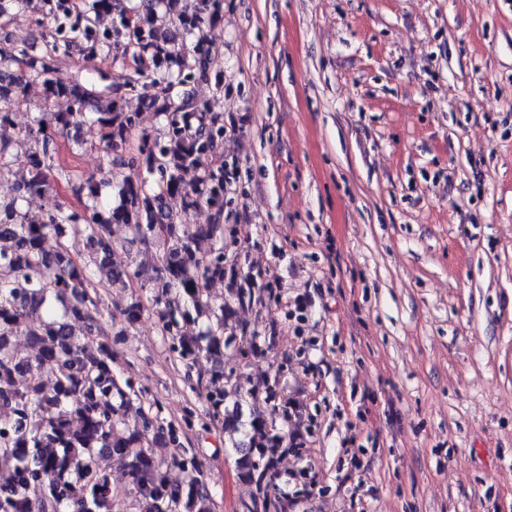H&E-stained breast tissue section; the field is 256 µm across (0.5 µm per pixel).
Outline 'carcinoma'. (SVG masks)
Instances as JSON below:
<instances>
[{
	"label": "carcinoma",
	"instance_id": "cac0c4a2",
	"mask_svg": "<svg viewBox=\"0 0 512 512\" xmlns=\"http://www.w3.org/2000/svg\"><path fill=\"white\" fill-rule=\"evenodd\" d=\"M129 2L0 0L1 18L33 8L37 26L51 22L45 55L32 56L24 46L0 49V126L11 123L33 87L46 102L68 104L64 112L39 113L25 130V175L17 197L0 204V460L13 470L0 483V512H113L128 496L138 512H212L194 459L173 458L185 473L174 484L142 445L155 417L112 367L106 315L90 289L134 281L153 293L171 352L189 368L202 357L213 363L210 376L198 379L208 415L224 421L240 480L283 512L284 502L271 498L272 478L279 456L300 448L274 418L288 420V403L272 402L276 393L266 381L246 388L239 374L224 371V350L258 351L237 310L265 299L257 286L261 272L249 258L224 255V185L236 179V164L224 159L223 61L205 36L224 22V0ZM115 45L122 57L110 71L94 68L83 77L57 68L60 55L107 60ZM199 83L212 87V97L188 90ZM134 100L162 117L161 129H138ZM90 116L101 132L102 171L77 177L59 163V140ZM130 168L145 177L131 180ZM62 182L78 205L60 196ZM32 196L49 200L36 219L21 205ZM169 198L180 200L181 211L166 207ZM201 208L210 223L179 232L183 215ZM114 225L130 236L114 239ZM50 237L58 240L53 251L45 248ZM70 238L81 240L83 252H71ZM119 251L138 263L116 262ZM215 281L227 282L228 298L220 303L208 292ZM17 337L24 348L16 347ZM46 364L54 366L50 387L41 375ZM103 453L120 463L122 478L96 462Z\"/></svg>",
	"mask_w": 512,
	"mask_h": 512
}]
</instances>
